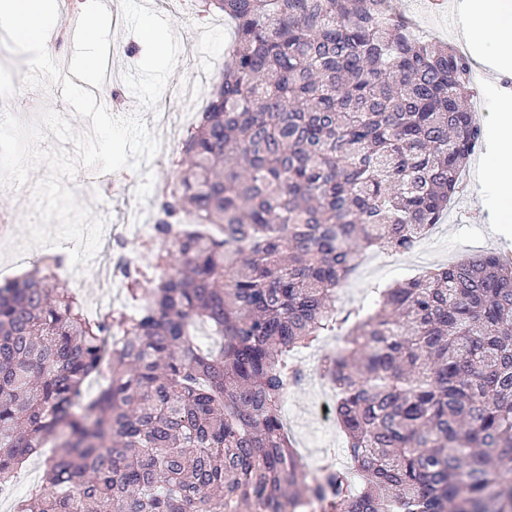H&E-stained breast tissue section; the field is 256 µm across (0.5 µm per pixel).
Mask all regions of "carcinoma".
<instances>
[{
    "instance_id": "obj_1",
    "label": "carcinoma",
    "mask_w": 512,
    "mask_h": 512,
    "mask_svg": "<svg viewBox=\"0 0 512 512\" xmlns=\"http://www.w3.org/2000/svg\"><path fill=\"white\" fill-rule=\"evenodd\" d=\"M195 7L233 20L235 46L182 139L150 271L120 268L137 309L89 315L55 256L0 280V485L55 449L16 512H512V260L336 307L367 253L419 246L482 147L470 57L388 0ZM184 217L220 235L167 248ZM335 335L318 371L352 467L311 476L281 402L305 377L293 355Z\"/></svg>"
}]
</instances>
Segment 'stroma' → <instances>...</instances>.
Returning a JSON list of instances; mask_svg holds the SVG:
<instances>
[{
    "label": "stroma",
    "instance_id": "35a3bbf8",
    "mask_svg": "<svg viewBox=\"0 0 512 512\" xmlns=\"http://www.w3.org/2000/svg\"><path fill=\"white\" fill-rule=\"evenodd\" d=\"M117 12L125 14L129 22L122 28L113 27L110 18L100 16L97 39H110L117 45L120 74L106 88L111 100L109 111L116 116L141 113L144 105L175 112L169 95L175 81L194 84L199 96L208 97L212 86L220 78L222 58L233 33L210 34L203 47H195L190 38L197 25L189 6L178 0L170 11L154 12L157 33L168 40L170 50L178 59L177 67L166 66L155 60L153 47L141 35L138 15L147 9L149 0H114ZM447 6L439 13L431 12L427 0H391L393 9L412 18L434 40L442 41L462 53L475 55L474 47L457 37L455 0H446ZM512 83V69L490 76L482 83H474L470 110L478 123L488 125L496 108L497 95L506 83ZM22 102L17 114L23 120L33 119L42 108L49 107L68 116L72 126L81 132L89 124L72 116L57 87L24 88L18 93ZM176 145L165 149L167 162L144 163L114 172L110 185L86 191L82 176L69 181L77 199L93 214L102 217L106 226L117 228L125 252L141 267L153 261V249L127 232V214L146 198L151 197L156 184L173 177L171 156ZM484 151H477L463 175V191L450 203L440 224H437L418 248L419 257L408 260L399 255L381 254L372 262L362 263L340 291L338 304L349 311L368 303L374 287L392 284L419 276L424 271L448 262H454L482 250L512 249V223H498L495 213L485 207L487 197L483 178ZM337 346L335 337H327L318 346L298 354L297 361L307 374L301 387L289 389L282 403V415L289 436L304 460L332 455L335 465L345 460L343 434L336 422L321 424L312 418L310 408L328 383L316 371L319 359Z\"/></svg>",
    "mask_w": 512,
    "mask_h": 512
}]
</instances>
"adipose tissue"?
<instances>
[{
  "label": "adipose tissue",
  "instance_id": "ef3b65f1",
  "mask_svg": "<svg viewBox=\"0 0 512 512\" xmlns=\"http://www.w3.org/2000/svg\"><path fill=\"white\" fill-rule=\"evenodd\" d=\"M459 34L468 44H482L483 61L493 67L512 64V0H460ZM485 159L491 203L504 224L512 223V93H500L491 118Z\"/></svg>",
  "mask_w": 512,
  "mask_h": 512
}]
</instances>
